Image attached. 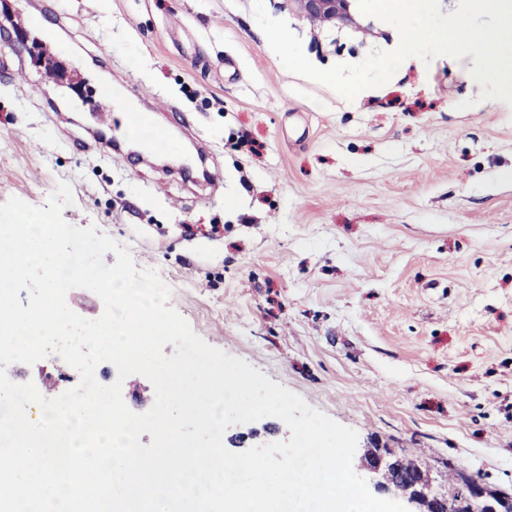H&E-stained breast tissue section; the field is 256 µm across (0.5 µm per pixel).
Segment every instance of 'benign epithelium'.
I'll list each match as a JSON object with an SVG mask.
<instances>
[{"instance_id":"benign-epithelium-1","label":"benign epithelium","mask_w":512,"mask_h":512,"mask_svg":"<svg viewBox=\"0 0 512 512\" xmlns=\"http://www.w3.org/2000/svg\"><path fill=\"white\" fill-rule=\"evenodd\" d=\"M353 0H288L295 14L310 25L330 24L339 28H356L358 23L351 12ZM395 461L392 456L377 449L364 455L363 470L375 481V488L418 507L416 512H512V496L487 484L470 483L465 498H455L436 493L432 479L417 478L405 487L395 485L392 473Z\"/></svg>"}]
</instances>
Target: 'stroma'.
Returning a JSON list of instances; mask_svg holds the SVG:
<instances>
[{
	"mask_svg": "<svg viewBox=\"0 0 512 512\" xmlns=\"http://www.w3.org/2000/svg\"><path fill=\"white\" fill-rule=\"evenodd\" d=\"M39 2L0 0V64L23 61L35 88L0 80V203L43 207L68 183V223L157 270L198 336L356 430L357 454L426 462L442 493L464 475L512 494V106L479 101L472 56L407 58L350 102L284 68L252 0H58L55 42ZM264 5L322 69L400 41L362 14L314 28ZM104 85L142 88L223 185L89 146ZM7 374L79 382L56 354ZM116 381L152 407L147 378L101 375Z\"/></svg>",
	"mask_w": 512,
	"mask_h": 512,
	"instance_id": "obj_1",
	"label": "stroma"
}]
</instances>
